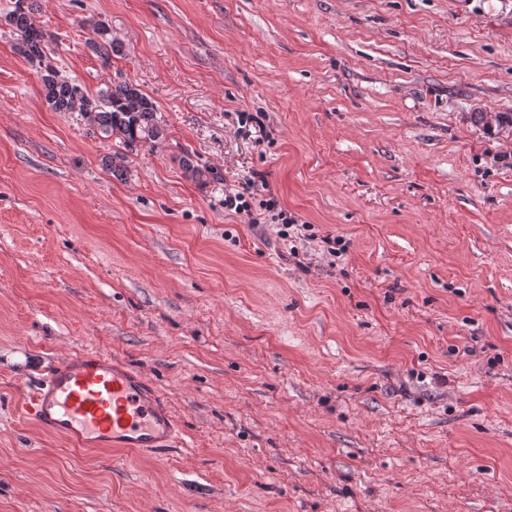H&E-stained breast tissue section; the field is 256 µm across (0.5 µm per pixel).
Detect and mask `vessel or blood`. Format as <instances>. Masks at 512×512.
Listing matches in <instances>:
<instances>
[{
	"label": "vessel or blood",
	"instance_id": "b4317fda",
	"mask_svg": "<svg viewBox=\"0 0 512 512\" xmlns=\"http://www.w3.org/2000/svg\"><path fill=\"white\" fill-rule=\"evenodd\" d=\"M21 410L79 448L164 450L183 439L176 417L146 377L95 348L47 366Z\"/></svg>",
	"mask_w": 512,
	"mask_h": 512
}]
</instances>
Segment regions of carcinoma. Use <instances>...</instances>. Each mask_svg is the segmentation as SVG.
Here are the masks:
<instances>
[{
  "instance_id": "1",
  "label": "carcinoma",
  "mask_w": 512,
  "mask_h": 512,
  "mask_svg": "<svg viewBox=\"0 0 512 512\" xmlns=\"http://www.w3.org/2000/svg\"><path fill=\"white\" fill-rule=\"evenodd\" d=\"M4 24L17 35V49L37 67L47 103L57 112H77L94 132L105 139L116 137L124 148L159 140L163 128L154 101L129 82L107 83L94 97L75 79L62 76L52 64L50 36L36 27L28 0H15L14 9L3 17ZM97 38L89 47L104 61L120 52L119 45L107 38L102 24L94 28Z\"/></svg>"
}]
</instances>
